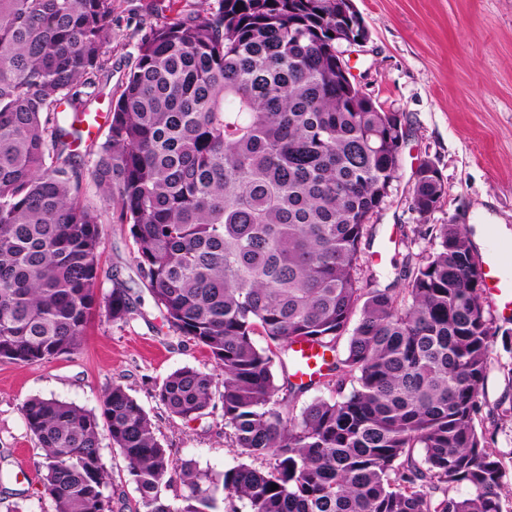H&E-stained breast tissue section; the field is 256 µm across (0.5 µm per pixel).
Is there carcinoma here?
I'll list each match as a JSON object with an SVG mask.
<instances>
[{"mask_svg":"<svg viewBox=\"0 0 512 512\" xmlns=\"http://www.w3.org/2000/svg\"><path fill=\"white\" fill-rule=\"evenodd\" d=\"M114 13L115 0H0V360L41 363L78 349L94 317L128 319L125 289L100 292L102 224H123L169 327L215 364L172 372L156 398L184 421L220 401L244 458L220 500L502 512L498 452L476 426L493 333L471 239L442 224L404 287L362 277L406 132L403 113L378 111L336 70L337 0H201L149 26L99 143L80 123L108 73ZM90 155L112 199L105 222L80 197ZM443 194L429 169L412 209L425 217ZM298 342L329 355L318 382L334 397L297 411L311 384L291 381L281 350ZM21 414L54 512L122 499L105 440L145 512H220L216 480L173 459L120 385L97 411L32 396ZM174 482L185 492L170 500Z\"/></svg>","mask_w":512,"mask_h":512,"instance_id":"cac0c4a2","label":"carcinoma"}]
</instances>
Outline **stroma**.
I'll return each mask as SVG.
<instances>
[{
  "label": "stroma",
  "instance_id": "obj_1",
  "mask_svg": "<svg viewBox=\"0 0 512 512\" xmlns=\"http://www.w3.org/2000/svg\"><path fill=\"white\" fill-rule=\"evenodd\" d=\"M198 0H117L112 24V73L91 111L105 113L111 90L131 68L149 24L168 21ZM370 31L363 47L349 50L355 82L385 109L403 113L401 147L391 194L372 220L363 243L366 274L377 287L395 281L430 251L423 232L458 224L478 257L494 238L512 252V0H354ZM433 162L444 183L437 208L419 217L411 208L415 172ZM101 288H126L127 321L94 318L81 346L44 363L0 361V512H54L42 497V451L27 431L23 401L38 395L98 408L104 392L123 386L152 419L157 436L176 460L221 477L240 458L224 433L220 411L185 422L169 414L155 390L183 367L211 370L206 349L170 329L141 281L126 227H103ZM482 301L496 330L477 428L500 453L505 472L503 512H512V312L491 295ZM103 459L123 494L121 512H144L127 462L112 447Z\"/></svg>",
  "mask_w": 512,
  "mask_h": 512
}]
</instances>
